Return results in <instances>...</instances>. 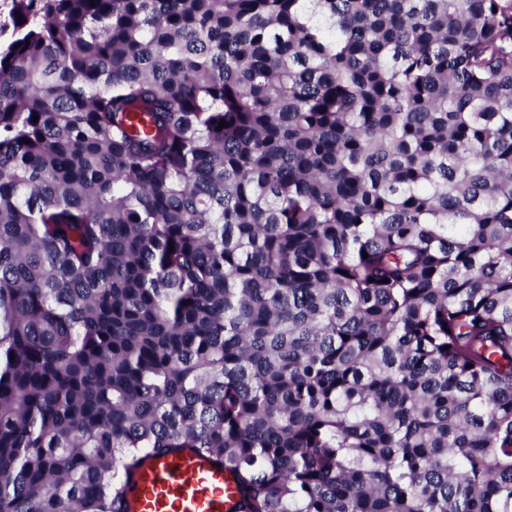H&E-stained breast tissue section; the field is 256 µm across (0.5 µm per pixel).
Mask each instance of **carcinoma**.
Listing matches in <instances>:
<instances>
[{
    "label": "carcinoma",
    "mask_w": 512,
    "mask_h": 512,
    "mask_svg": "<svg viewBox=\"0 0 512 512\" xmlns=\"http://www.w3.org/2000/svg\"><path fill=\"white\" fill-rule=\"evenodd\" d=\"M186 449L512 512V0H0V512Z\"/></svg>",
    "instance_id": "obj_1"
}]
</instances>
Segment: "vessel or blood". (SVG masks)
<instances>
[{
    "mask_svg": "<svg viewBox=\"0 0 512 512\" xmlns=\"http://www.w3.org/2000/svg\"><path fill=\"white\" fill-rule=\"evenodd\" d=\"M131 512H233L232 478L202 452L148 459L128 479Z\"/></svg>",
    "mask_w": 512,
    "mask_h": 512,
    "instance_id": "vessel-or-blood-1",
    "label": "vessel or blood"
}]
</instances>
